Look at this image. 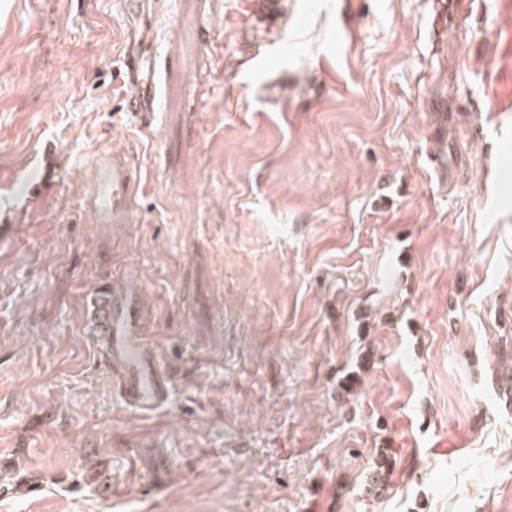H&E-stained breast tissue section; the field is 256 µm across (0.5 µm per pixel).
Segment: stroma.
I'll use <instances>...</instances> for the list:
<instances>
[{
    "mask_svg": "<svg viewBox=\"0 0 512 512\" xmlns=\"http://www.w3.org/2000/svg\"><path fill=\"white\" fill-rule=\"evenodd\" d=\"M111 151L129 224L81 206ZM510 342L512 0H0V512H512ZM148 62L143 53L139 56L128 57L124 63L122 79L134 83L137 87L135 96L125 101V107L129 112H152L156 95L154 85V67L152 56H148ZM98 287L92 312V329L108 341L115 386L122 399L139 411H151L168 398L170 381L150 347L146 328L149 312L140 295L113 283Z\"/></svg>",
    "mask_w": 512,
    "mask_h": 512,
    "instance_id": "1",
    "label": "stroma"
}]
</instances>
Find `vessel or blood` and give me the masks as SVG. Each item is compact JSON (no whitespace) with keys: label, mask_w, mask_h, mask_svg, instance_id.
Wrapping results in <instances>:
<instances>
[{"label":"vessel or blood","mask_w":512,"mask_h":512,"mask_svg":"<svg viewBox=\"0 0 512 512\" xmlns=\"http://www.w3.org/2000/svg\"><path fill=\"white\" fill-rule=\"evenodd\" d=\"M122 77L137 87L125 102L131 112H149L156 95L154 67L144 56L126 59ZM135 177L130 157L123 152L95 162L90 173L84 208L101 224L131 223L135 210ZM149 312L140 295L121 286L100 285L94 299L92 329L108 341L115 386L122 399L139 411H150L168 398L170 381L150 347L146 328Z\"/></svg>","instance_id":"b4317fda"}]
</instances>
